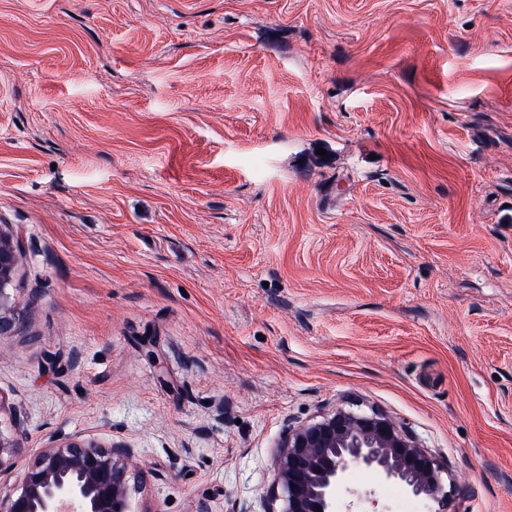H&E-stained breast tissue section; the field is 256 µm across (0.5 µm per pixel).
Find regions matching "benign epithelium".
<instances>
[{
    "label": "benign epithelium",
    "instance_id": "benign-epithelium-1",
    "mask_svg": "<svg viewBox=\"0 0 512 512\" xmlns=\"http://www.w3.org/2000/svg\"><path fill=\"white\" fill-rule=\"evenodd\" d=\"M18 263L13 241L0 232V333L7 326L6 286ZM358 466L384 482L447 512L454 500L448 468L377 412L338 408L288 431L274 455L273 497L279 512H338L336 489ZM140 471L122 444L73 439L50 447L19 476L16 494L0 498V512H132L129 478Z\"/></svg>",
    "mask_w": 512,
    "mask_h": 512
}]
</instances>
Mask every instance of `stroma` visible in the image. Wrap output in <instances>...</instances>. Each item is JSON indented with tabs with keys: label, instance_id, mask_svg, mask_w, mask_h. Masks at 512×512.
<instances>
[{
	"label": "stroma",
	"instance_id": "1",
	"mask_svg": "<svg viewBox=\"0 0 512 512\" xmlns=\"http://www.w3.org/2000/svg\"><path fill=\"white\" fill-rule=\"evenodd\" d=\"M0 232L1 497L80 438L136 512H266L358 406L512 512V0H0ZM18 263L17 249L13 241L0 232V334L7 326L5 310L8 309V294L6 286L11 282Z\"/></svg>",
	"mask_w": 512,
	"mask_h": 512
}]
</instances>
